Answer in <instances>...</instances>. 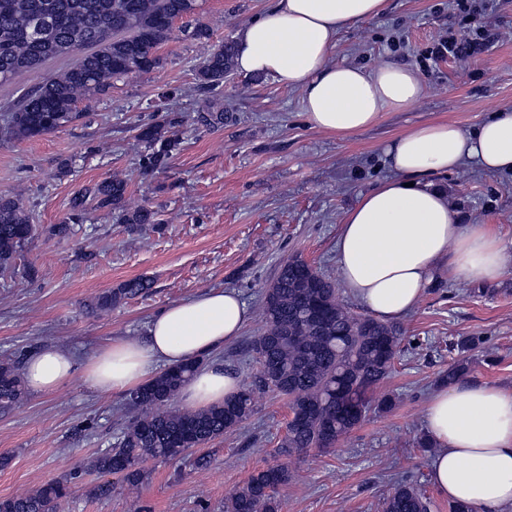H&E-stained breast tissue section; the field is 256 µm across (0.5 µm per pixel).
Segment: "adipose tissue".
<instances>
[{"mask_svg": "<svg viewBox=\"0 0 512 512\" xmlns=\"http://www.w3.org/2000/svg\"><path fill=\"white\" fill-rule=\"evenodd\" d=\"M385 0H274L238 34L235 64L299 90L309 125L354 133L381 113L406 111L426 94L412 69L389 61L372 69L333 62L336 39L354 22L379 15ZM392 171L360 195L336 240L340 277L351 295L381 320H396L420 300L440 265L468 282H493L512 269V246L488 224H466L432 176L468 161L489 174L512 173V108L495 109L471 131L428 123L385 148ZM249 319L237 291L209 290L160 311L147 343L118 339L78 361L69 350L43 348L26 363L24 380L48 392L78 378L97 392L125 393L161 369L200 360L236 339ZM240 390L222 367L207 366L186 383L190 409L223 403ZM425 426L436 444L430 463L449 500L499 512L512 504V391L495 385H451L434 392Z\"/></svg>", "mask_w": 512, "mask_h": 512, "instance_id": "1", "label": "adipose tissue"}]
</instances>
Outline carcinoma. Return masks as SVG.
I'll list each match as a JSON object with an SVG mask.
<instances>
[{
	"mask_svg": "<svg viewBox=\"0 0 512 512\" xmlns=\"http://www.w3.org/2000/svg\"><path fill=\"white\" fill-rule=\"evenodd\" d=\"M198 0H0V84L11 83L45 61L73 55L72 63L46 78L10 113L0 135L29 139L54 132L82 116L75 103L105 93L112 81L158 67L157 51L175 37L174 22L196 14ZM234 68V46L214 48L200 66V84L219 89ZM144 171L164 168L180 142L154 125L138 134ZM127 182L117 176L86 191L101 208L120 213L125 224H153L155 212L127 207ZM37 234L19 198L0 195V269L14 263ZM150 288L132 279L99 297L107 311ZM263 332L252 343L260 370L258 386L288 397L291 419L279 453L303 455L327 450L356 428L368 408V394L390 374L400 329L369 316H355L337 298L336 284L306 261L293 258L264 289ZM200 367L189 361L166 369L130 391L128 424L89 469L120 475L129 484L145 477L150 459L178 460L245 423L254 412L253 391L245 389L224 404L197 411L169 407L171 399ZM27 397L13 361L0 359V411ZM291 473L285 463L252 473L227 505L228 512H281L280 487ZM68 479L0 498V512H58ZM433 501L412 483H400L384 512H432Z\"/></svg>",
	"mask_w": 512,
	"mask_h": 512,
	"instance_id": "cac0c4a2",
	"label": "carcinoma"
}]
</instances>
